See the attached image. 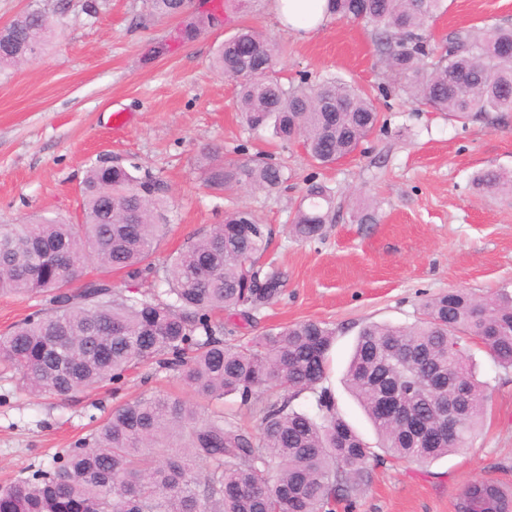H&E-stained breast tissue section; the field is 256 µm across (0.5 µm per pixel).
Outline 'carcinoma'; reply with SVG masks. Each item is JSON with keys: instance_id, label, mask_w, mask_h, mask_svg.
Here are the masks:
<instances>
[{"instance_id": "obj_1", "label": "carcinoma", "mask_w": 512, "mask_h": 512, "mask_svg": "<svg viewBox=\"0 0 512 512\" xmlns=\"http://www.w3.org/2000/svg\"><path fill=\"white\" fill-rule=\"evenodd\" d=\"M149 14L174 17L189 0H147ZM443 0H328L339 19L370 28L380 62L411 99L466 122L489 112H512V26H473L432 45L425 24ZM36 5L0 31V64L43 50L53 28ZM277 47L242 27L212 58L213 69L238 82L237 109L250 129L270 128L300 139L313 162L327 166L358 150L377 112L354 85L333 75L316 84L284 86ZM223 147L204 152L202 173L213 190L239 187L272 192L283 170L256 156L220 159ZM139 167L93 165L83 180L84 220L69 224L42 217L0 225V294H41L45 312L0 335V365L16 371L32 393L61 399L119 381L133 366L153 361L177 373L198 399L222 403L237 396L260 414L251 437L224 413L172 395H144L115 407L59 465L0 487V512H334L370 479L379 460L344 419L322 383L335 330L304 321L242 341L214 322L228 311L245 322L274 301L284 274L260 263L271 228L238 209L172 256L159 272L151 261L166 234L165 185ZM474 182L512 195V174L487 169ZM291 233L315 240L331 223V193L308 190ZM125 274L126 291L104 281L74 290L88 259ZM162 278L168 301L141 294L137 284ZM478 341L503 368L512 369V293L477 298L463 290L424 304L412 325H363L345 382L392 457L426 462L462 448L482 419L489 395L469 363ZM415 384L412 410L436 434L414 442L404 418L383 419L381 396L394 381ZM438 399L421 395L428 383ZM316 395L315 412L294 406ZM462 400L456 435L437 432L439 402ZM206 464L205 473L196 470ZM461 512H509L501 487L474 480L462 492Z\"/></svg>"}]
</instances>
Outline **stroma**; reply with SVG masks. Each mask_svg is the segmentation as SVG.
<instances>
[{
	"label": "stroma",
	"mask_w": 512,
	"mask_h": 512,
	"mask_svg": "<svg viewBox=\"0 0 512 512\" xmlns=\"http://www.w3.org/2000/svg\"><path fill=\"white\" fill-rule=\"evenodd\" d=\"M70 0L49 49L0 69V225L34 216L83 220L82 181L100 158L121 159L167 187L168 233L157 260L222 223L226 211L252 210L273 230L262 261L286 277L282 294L255 321L225 318L238 337L307 320L335 328L326 387L369 443L377 436L346 391L343 374L359 328L413 324L423 304L462 289L486 297L512 291V198L477 189L488 168L512 171V112L462 124L431 112L386 75L362 24L332 19L300 34L280 24L272 0H192L176 17H148L145 0H100L88 15ZM430 27L436 37L472 26L512 25V0H446ZM222 17L214 26L210 17ZM197 27L191 41L179 33ZM251 26L280 49L283 82L336 74L370 94L378 124L361 152L324 168L302 145L250 130L236 108L234 81L210 67L217 47ZM218 144L228 160L263 153L285 181L270 193L209 189L200 158ZM332 191L333 222L321 238L299 241L290 226L311 184ZM375 219H357L363 204ZM479 380L491 399L481 429L458 452L426 464L388 460L353 496L352 512H457L464 484L512 490V370L473 346ZM193 399L173 373L153 364L115 383L61 400L26 392L0 368V484L54 467L113 407L142 395Z\"/></svg>",
	"instance_id": "1"
}]
</instances>
